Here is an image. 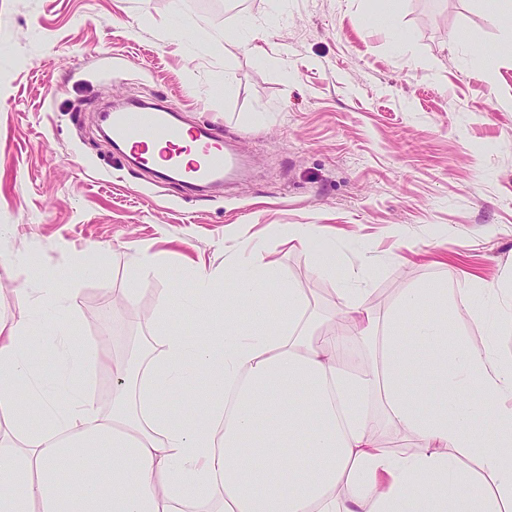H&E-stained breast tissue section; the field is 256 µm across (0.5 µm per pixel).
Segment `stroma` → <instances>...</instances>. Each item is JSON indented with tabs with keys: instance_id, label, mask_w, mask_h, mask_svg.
Instances as JSON below:
<instances>
[{
	"instance_id": "1",
	"label": "stroma",
	"mask_w": 512,
	"mask_h": 512,
	"mask_svg": "<svg viewBox=\"0 0 512 512\" xmlns=\"http://www.w3.org/2000/svg\"><path fill=\"white\" fill-rule=\"evenodd\" d=\"M511 44L491 0H397L388 14L381 0H0V321L52 274L72 339L109 332L119 360L151 342L160 296L189 330L192 266L254 245L320 312L365 258L380 317L425 282L506 281ZM139 96L214 125L251 177L190 195L129 166L98 116ZM294 224L318 225L313 248L289 243ZM328 247L335 270L314 272ZM145 254L163 261L146 276ZM451 324L512 355V333L488 339L468 303Z\"/></svg>"
}]
</instances>
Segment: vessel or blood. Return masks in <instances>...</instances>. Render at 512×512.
I'll list each match as a JSON object with an SVG mask.
<instances>
[{
	"label": "vessel or blood",
	"instance_id": "1",
	"mask_svg": "<svg viewBox=\"0 0 512 512\" xmlns=\"http://www.w3.org/2000/svg\"><path fill=\"white\" fill-rule=\"evenodd\" d=\"M107 121L113 143L129 146L132 158L139 160L144 171H155L153 149L164 145L165 161L180 172L186 186L197 187L231 176L240 166L239 158L210 126L183 128L164 106L115 108ZM185 153L190 154V162H182Z\"/></svg>",
	"mask_w": 512,
	"mask_h": 512
}]
</instances>
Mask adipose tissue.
I'll return each instance as SVG.
<instances>
[{
    "label": "adipose tissue",
    "instance_id": "adipose-tissue-1",
    "mask_svg": "<svg viewBox=\"0 0 512 512\" xmlns=\"http://www.w3.org/2000/svg\"><path fill=\"white\" fill-rule=\"evenodd\" d=\"M198 297L184 301L201 340L171 326V300L151 317L156 354L111 366L112 410L89 390L107 366L95 344L71 353L65 404L33 395L44 352L70 340L67 291L43 278L53 324L33 314L0 323V414L19 443L0 448V512H512V357L452 337L446 288H407L378 318L353 284L337 308L379 364L356 376L337 362L345 334H313L303 289L283 286L264 251L231 268L191 270ZM432 316L405 327L404 315ZM209 381L191 391L194 373ZM495 401L494 429L477 421ZM421 441L393 454L385 425Z\"/></svg>",
    "mask_w": 512,
    "mask_h": 512
}]
</instances>
